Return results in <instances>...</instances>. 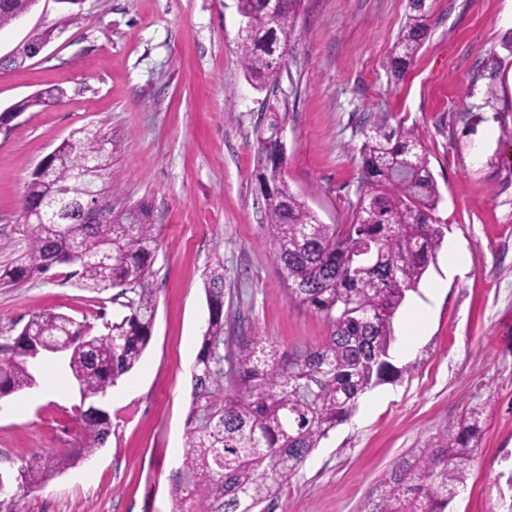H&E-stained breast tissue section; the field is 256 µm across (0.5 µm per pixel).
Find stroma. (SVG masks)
Returning <instances> with one entry per match:
<instances>
[{
	"label": "stroma",
	"instance_id": "1",
	"mask_svg": "<svg viewBox=\"0 0 512 512\" xmlns=\"http://www.w3.org/2000/svg\"><path fill=\"white\" fill-rule=\"evenodd\" d=\"M407 0H304L280 75L258 90L242 63L237 0H38L0 28V57L30 36L52 37L0 68V110L62 89L55 105L0 139V231L11 232L36 166L73 131L112 133L119 201H148L159 249L151 342L103 406L112 431L91 462L18 488L13 512H176L192 371L205 330L206 277L224 266V305L251 335L288 350L320 344L329 327L288 303V280L265 235L258 127L268 100L287 108L288 184L325 224L356 202L361 129L383 118L414 130L441 198L444 241L467 255L448 272L440 250L394 320L398 381L366 392L261 512H357L395 461L447 422L479 410L467 487L450 512H512V0H433L429 34L401 81L385 69ZM71 269L0 288V344L55 311L95 325L122 311L115 290L79 288ZM423 332L404 344L417 308ZM39 387L0 399V474L48 464L76 445L78 389ZM31 400L12 413L9 405Z\"/></svg>",
	"mask_w": 512,
	"mask_h": 512
}]
</instances>
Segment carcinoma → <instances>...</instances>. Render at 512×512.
Returning a JSON list of instances; mask_svg holds the SVG:
<instances>
[{"instance_id":"1","label":"carcinoma","mask_w":512,"mask_h":512,"mask_svg":"<svg viewBox=\"0 0 512 512\" xmlns=\"http://www.w3.org/2000/svg\"><path fill=\"white\" fill-rule=\"evenodd\" d=\"M37 0H0V28L30 12ZM301 0H283L271 17L264 0H238L246 23L242 63L264 87L275 79L295 37ZM431 9L408 0V13L386 70L396 81L412 65L430 30ZM35 35L0 65L31 57ZM63 96L48 89L13 109L47 107ZM361 173L352 217L323 224L291 190L286 176L272 177L286 160L275 140L257 142L258 178L264 183L267 241L287 274L289 302L322 316L325 340L304 350L281 352L236 321L224 335V266L208 273L209 317L192 375L186 418V450L174 495L178 512H255L318 447L346 422L367 390L398 380L391 362L393 320L417 289L443 239L434 222L440 199L426 152L413 130L378 121L363 128ZM112 133L81 129L59 146L45 174L27 182L23 205L39 206L42 219L18 215L12 234H0V286L19 284L57 265L93 292L121 289L124 313L102 327L52 311L32 315L0 349V397L28 389L36 380L30 361L45 354L66 357L81 396L77 407L80 446L57 457L66 470L102 445L112 429L109 413L93 400L139 362L148 347L156 297L149 278L158 246L147 203L116 207L105 195L106 215L96 224L77 210L49 221L62 193L80 201L87 189L112 187ZM480 415L444 424L425 445L399 458L362 501L359 512H447L451 492L466 483L480 433ZM49 470L29 464L19 479L35 488Z\"/></svg>"}]
</instances>
